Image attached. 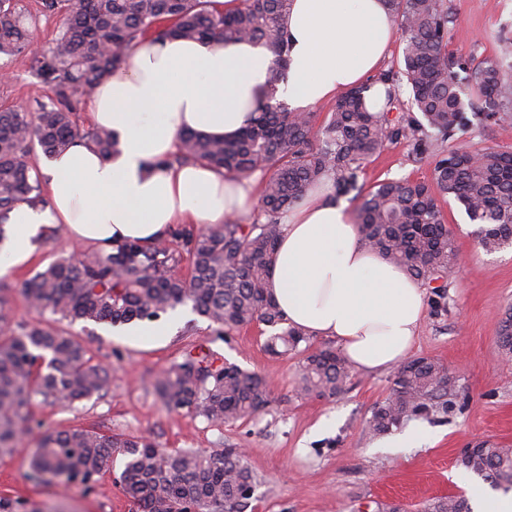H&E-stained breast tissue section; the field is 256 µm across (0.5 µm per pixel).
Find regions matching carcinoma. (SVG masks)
Instances as JSON below:
<instances>
[{
	"mask_svg": "<svg viewBox=\"0 0 512 512\" xmlns=\"http://www.w3.org/2000/svg\"><path fill=\"white\" fill-rule=\"evenodd\" d=\"M292 0H242L233 13L214 10L211 0H41V12L58 15L62 28L53 46L30 58L51 92L36 112L0 110V242L9 212L20 201L45 202L42 184L31 179L28 155H47L76 138L102 153L118 150L104 128L82 131L74 116L76 95H91L110 71L125 62L141 37H182L201 42L263 43L274 56L268 86L275 90L288 66L284 19ZM399 21L402 61L382 73L385 103L365 106L369 86L350 90L324 119L293 112L267 99L235 139L195 132L180 136L170 164L204 163L238 178L267 174L260 213L249 224L230 217L207 229L180 225L152 246L136 241L60 257L26 280L29 305L70 324L156 320L180 304L207 320L219 336L252 324L276 328L266 340L273 356L299 350L306 333L287 324L268 293L271 256L281 234L280 214L328 175L336 198H362L357 224L364 245L404 268L430 288L431 315L448 306V272L458 263L454 239L437 195L462 206L479 226L487 252L512 246V152L448 148L473 121L512 116V98L502 90V61L476 64L448 53L447 0H386ZM36 18L17 0H0V56L27 52ZM410 92L409 101L400 89ZM472 112H467L466 108ZM405 140L418 160L432 159L434 186L387 179L370 190L360 182L364 163L387 145ZM187 267V275L179 269ZM0 296V457L15 454L22 434L36 432L27 477L43 485L79 484L91 489L112 457L124 459L119 484L139 512H244L257 484L241 449L168 451L142 436L108 435L77 427H54L37 417V404H72L108 391L109 371L74 337L44 326L19 324ZM499 344L512 361V310L500 321ZM352 365L336 349L320 348L303 358L298 392L331 399L343 394ZM168 408L221 428L255 418L271 403L263 377L224 361L212 348L193 345L166 367L154 384ZM452 392L446 369L428 357L396 367L390 392L368 419L376 435L411 419L448 412ZM457 464L494 488L512 487V448L481 441ZM421 512H471L462 497H437Z\"/></svg>",
	"mask_w": 512,
	"mask_h": 512,
	"instance_id": "1",
	"label": "carcinoma"
}]
</instances>
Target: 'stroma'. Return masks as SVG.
Instances as JSON below:
<instances>
[{"label": "stroma", "instance_id": "stroma-1", "mask_svg": "<svg viewBox=\"0 0 512 512\" xmlns=\"http://www.w3.org/2000/svg\"><path fill=\"white\" fill-rule=\"evenodd\" d=\"M448 7L450 54L478 62L497 58L501 44L512 43V0H448ZM1 71L8 77L0 79V108L33 112L47 102L51 92L28 55L1 57ZM459 141L512 151V122L474 124ZM394 178L429 182L433 165L414 160L408 142L393 143L367 160L363 181L370 186ZM441 207L461 260L448 277L447 313L425 317L411 355L439 361L455 382V405L443 422L415 419L391 434L373 435L367 420L387 397L392 370L353 371L347 391L333 399L302 396L296 391L302 353L267 354L271 331L262 325L214 339L208 321L196 314L175 333L148 343L102 335L94 322L71 326V336L111 369L112 386L97 398L38 407L37 415L63 427L144 436L172 451L241 445L261 478L246 512H363L375 501L419 512L440 496H461L476 506L486 483L458 467L457 456L474 441L512 447V362L502 359L498 346L500 319L512 307V247L486 253L459 205L448 198ZM84 251L62 236L40 241L27 264L0 277L17 322L40 320L20 293L23 282L56 258ZM192 344L212 345L227 361L260 374L272 399L267 413L216 429L162 405L154 379ZM38 440L30 435L17 453L0 459V497L26 500L41 512H137L117 481L123 468L118 456L89 491L30 481L29 457Z\"/></svg>", "mask_w": 512, "mask_h": 512}]
</instances>
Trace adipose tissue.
Returning a JSON list of instances; mask_svg holds the SVG:
<instances>
[{
  "label": "adipose tissue",
  "mask_w": 512,
  "mask_h": 512,
  "mask_svg": "<svg viewBox=\"0 0 512 512\" xmlns=\"http://www.w3.org/2000/svg\"><path fill=\"white\" fill-rule=\"evenodd\" d=\"M284 27L288 68L276 97L302 112L374 75L397 34L383 0H293ZM272 59L259 42L141 40L88 104L93 125L116 134L118 154L102 157L77 139L42 161L47 202L11 211L0 276L29 260L31 241L46 225L108 250L125 240L153 243L177 224L208 226L253 212L258 177L166 160L182 131L229 140L248 125L268 93ZM280 222L268 290L289 324L335 339L356 369L403 362L426 316L425 290L362 244L353 209L335 199L332 179Z\"/></svg>",
  "instance_id": "obj_1"
}]
</instances>
